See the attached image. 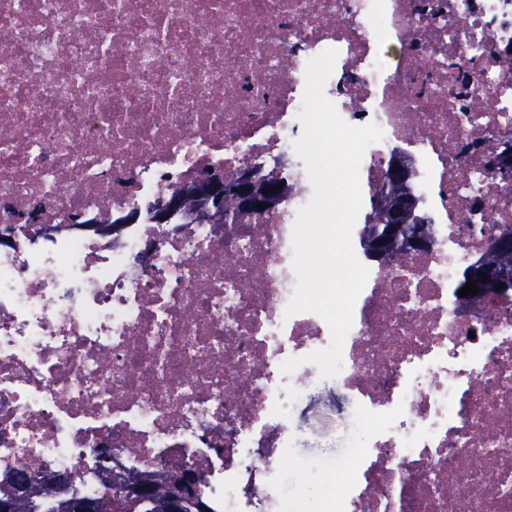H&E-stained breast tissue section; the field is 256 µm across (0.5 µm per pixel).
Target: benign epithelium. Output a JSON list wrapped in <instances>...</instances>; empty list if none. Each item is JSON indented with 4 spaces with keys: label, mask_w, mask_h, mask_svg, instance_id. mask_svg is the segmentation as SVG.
I'll list each match as a JSON object with an SVG mask.
<instances>
[{
    "label": "benign epithelium",
    "mask_w": 512,
    "mask_h": 512,
    "mask_svg": "<svg viewBox=\"0 0 512 512\" xmlns=\"http://www.w3.org/2000/svg\"><path fill=\"white\" fill-rule=\"evenodd\" d=\"M412 176L410 163L397 154L393 155L389 162L385 192L380 196L381 205L389 208V222L375 224L369 229L373 237L369 258L373 261L382 260L385 243L397 233L401 217L405 213L410 214L415 223L405 251L408 253L419 251L432 244L431 236L422 231V227L428 224V219L420 207L419 198L414 194ZM280 183L282 184V179L264 176L251 166L240 169L230 179L224 178L221 173L204 172L198 178L173 191L154 212V220L158 224H168L170 218L177 215L181 219L186 218L195 223L222 224L228 201L233 203L236 212L240 215L259 211L269 214L279 207L288 193L286 184H283L280 189L276 188ZM260 203L264 204L262 211L258 209ZM136 219L137 213L131 211L108 224H79L75 221L69 224H44L42 231L52 235L77 228L92 230L101 236H118L126 225L133 223ZM480 272L488 275L486 281L483 282L478 277ZM467 274L471 275V281L477 283L481 294L496 290V286L502 282L506 284L504 290L512 289V281L501 278L493 269L481 262L471 265ZM34 485H46L56 492H67L73 487V481L67 473L29 474L9 495L0 499V512H12L16 500L27 497L30 488ZM170 488L171 500L174 502L186 496H196L201 490L197 474L187 467L172 470ZM108 494L122 504H132L140 498L141 487L136 482L111 485Z\"/></svg>",
    "instance_id": "7a95c632"
}]
</instances>
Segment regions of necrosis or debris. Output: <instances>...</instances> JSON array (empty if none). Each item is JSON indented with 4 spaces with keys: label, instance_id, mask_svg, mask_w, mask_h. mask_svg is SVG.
<instances>
[{
    "label": "necrosis or debris",
    "instance_id": "obj_1",
    "mask_svg": "<svg viewBox=\"0 0 512 512\" xmlns=\"http://www.w3.org/2000/svg\"><path fill=\"white\" fill-rule=\"evenodd\" d=\"M327 49L325 97L383 132L363 201L401 154L436 226L367 264L335 377L366 434L327 512H512V290H458L512 231V0H0V485L67 470L97 496L109 448L132 473L200 470L211 512H303L281 450L331 331L285 314L313 193L293 143ZM279 160L274 213L148 214L202 172ZM135 208L116 240L41 231Z\"/></svg>",
    "mask_w": 512,
    "mask_h": 512
}]
</instances>
